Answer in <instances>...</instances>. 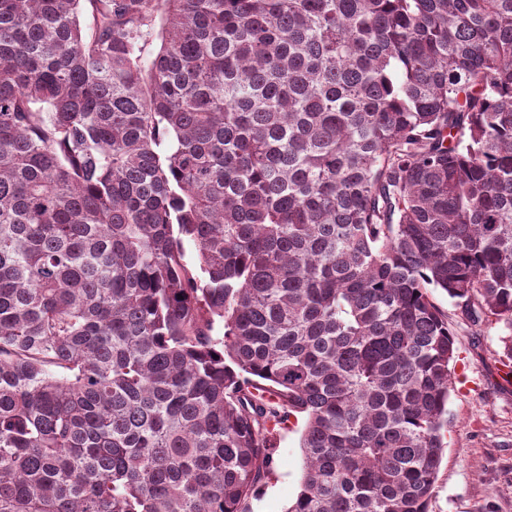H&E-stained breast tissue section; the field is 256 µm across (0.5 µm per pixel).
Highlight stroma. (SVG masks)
<instances>
[{
  "mask_svg": "<svg viewBox=\"0 0 512 512\" xmlns=\"http://www.w3.org/2000/svg\"><path fill=\"white\" fill-rule=\"evenodd\" d=\"M457 361L448 401V446L429 512H512V388L501 386V332L476 331L454 319ZM302 421L279 431L271 478L249 502L250 512H287L301 485Z\"/></svg>",
  "mask_w": 512,
  "mask_h": 512,
  "instance_id": "1",
  "label": "stroma"
}]
</instances>
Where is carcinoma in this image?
<instances>
[{
    "mask_svg": "<svg viewBox=\"0 0 512 512\" xmlns=\"http://www.w3.org/2000/svg\"><path fill=\"white\" fill-rule=\"evenodd\" d=\"M437 290L512 361V0H0V512H248L298 414L287 512H428Z\"/></svg>",
    "mask_w": 512,
    "mask_h": 512,
    "instance_id": "1",
    "label": "carcinoma"
}]
</instances>
